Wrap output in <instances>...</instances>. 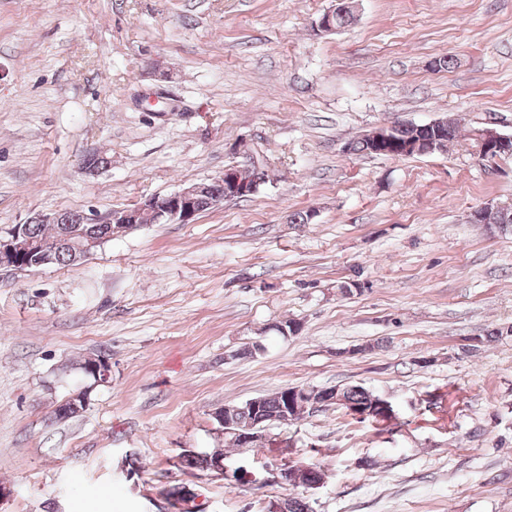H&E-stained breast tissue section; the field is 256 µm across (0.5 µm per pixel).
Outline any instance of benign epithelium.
<instances>
[{
	"label": "benign epithelium",
	"instance_id": "7a95c632",
	"mask_svg": "<svg viewBox=\"0 0 512 512\" xmlns=\"http://www.w3.org/2000/svg\"><path fill=\"white\" fill-rule=\"evenodd\" d=\"M446 122L439 119L421 125L423 129L433 131V137L423 153L429 154L441 150L444 142L443 128ZM475 152L482 159H495L503 154H512V135L503 134L494 128L479 129L473 134ZM224 184V196L209 201L210 206L219 207L227 200L249 197L256 193L257 188L265 182L264 171L257 165H230L224 168V174L218 177ZM207 182L190 183L162 197L152 196L132 208L114 210L104 220H95V223L109 225V233L131 229L140 225L144 219L150 223H177L192 224L200 214L198 203L207 193ZM71 241L68 245L75 258L86 259L92 255V249L100 244L97 236L76 225L69 234ZM30 251V242L25 234V225H15L5 237L0 236V270H22L29 267L27 261ZM88 369L98 383H106L110 378V366L106 360L92 359ZM245 448H260L265 441V435L260 430L247 428L237 432ZM212 470L222 477H235L239 483H249L254 475L246 471L237 474L228 472L224 460L220 459L212 464Z\"/></svg>",
	"mask_w": 512,
	"mask_h": 512
}]
</instances>
